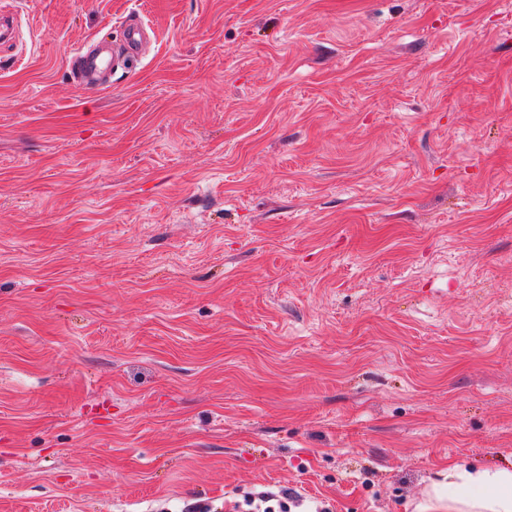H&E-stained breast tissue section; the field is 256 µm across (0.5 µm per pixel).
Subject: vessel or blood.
<instances>
[{"label": "vessel or blood", "mask_w": 512, "mask_h": 512, "mask_svg": "<svg viewBox=\"0 0 512 512\" xmlns=\"http://www.w3.org/2000/svg\"><path fill=\"white\" fill-rule=\"evenodd\" d=\"M147 29L138 23L123 27L119 47H112L104 39L78 45L70 54L71 69L79 87L95 90L107 85L115 67V55L124 52L128 58L141 59L146 53Z\"/></svg>", "instance_id": "obj_1"}]
</instances>
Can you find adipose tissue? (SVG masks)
<instances>
[{
  "label": "adipose tissue",
  "instance_id": "obj_1",
  "mask_svg": "<svg viewBox=\"0 0 512 512\" xmlns=\"http://www.w3.org/2000/svg\"><path fill=\"white\" fill-rule=\"evenodd\" d=\"M415 512H512V471L450 465Z\"/></svg>",
  "mask_w": 512,
  "mask_h": 512
}]
</instances>
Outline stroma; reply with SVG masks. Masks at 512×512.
Segmentation results:
<instances>
[{
    "instance_id": "obj_1",
    "label": "stroma",
    "mask_w": 512,
    "mask_h": 512,
    "mask_svg": "<svg viewBox=\"0 0 512 512\" xmlns=\"http://www.w3.org/2000/svg\"><path fill=\"white\" fill-rule=\"evenodd\" d=\"M4 4L0 512H414L512 469V0ZM147 29L139 23H127L123 27L120 46L126 57L130 59H142L146 53ZM105 38L85 42L70 53L71 69L77 85L96 90L110 82L115 68V49ZM242 502H236L234 505L235 512H291V504L293 506L300 505L298 496L287 487L280 488L277 492L265 491L259 493L248 492L243 496ZM275 501L276 507L273 505H263ZM247 506L245 509L243 506Z\"/></svg>"
}]
</instances>
